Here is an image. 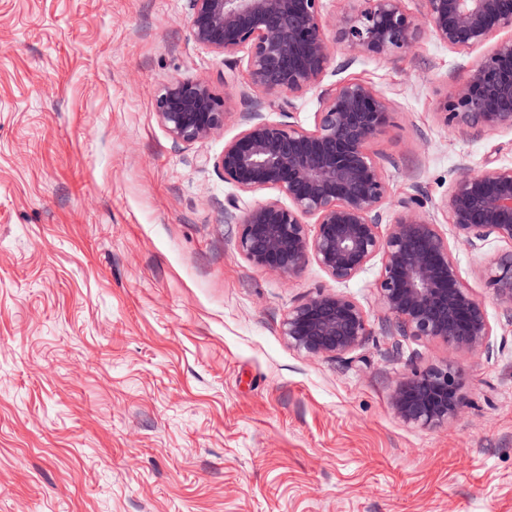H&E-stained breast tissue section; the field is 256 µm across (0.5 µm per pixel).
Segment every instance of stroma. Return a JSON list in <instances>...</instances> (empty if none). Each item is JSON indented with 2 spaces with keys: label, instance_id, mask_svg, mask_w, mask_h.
<instances>
[{
  "label": "stroma",
  "instance_id": "obj_1",
  "mask_svg": "<svg viewBox=\"0 0 512 512\" xmlns=\"http://www.w3.org/2000/svg\"><path fill=\"white\" fill-rule=\"evenodd\" d=\"M189 17V0H0V512H512V318L482 276L503 246L454 251L489 350L401 335L375 260L340 286L366 342L311 358L282 323L333 281L252 266L214 166L248 112L310 129L323 89L360 81L391 111L370 145L386 180L447 225L462 169L512 166V130L475 138L440 116L484 48L428 28L387 55L340 46L287 103L253 90L245 53L200 46ZM176 79L230 94L222 132L168 134L156 99ZM447 360L469 407L403 424L396 382Z\"/></svg>",
  "mask_w": 512,
  "mask_h": 512
}]
</instances>
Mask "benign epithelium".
<instances>
[{
	"label": "benign epithelium",
	"mask_w": 512,
	"mask_h": 512,
	"mask_svg": "<svg viewBox=\"0 0 512 512\" xmlns=\"http://www.w3.org/2000/svg\"><path fill=\"white\" fill-rule=\"evenodd\" d=\"M335 37L352 52L382 55L412 48L422 25L459 52L512 32L505 0H422L417 16L404 0H346ZM194 40L226 58L247 53L252 87L266 94H302L318 86L335 62L322 0H190ZM315 125L306 129L256 112L224 143L214 166L243 193L270 191L250 204L228 202L224 223L238 225L237 250L254 267L281 277L315 264L344 284L374 260L381 263L378 299L399 331L470 352L490 348L493 327L484 303L462 278L453 247L477 249L489 239L508 249L483 270L498 303L512 315V166L463 170L448 192L449 229L423 215L417 195L393 199L370 151L389 123L388 103L371 86L336 83L321 94ZM160 123L186 144L224 130L227 99L204 80L177 79L156 101ZM448 126L479 136L512 129V37L498 41L467 78L445 96ZM395 212L382 228L386 205ZM288 345L310 357L340 358L370 335L365 308L352 296L320 288L288 310ZM467 404L462 368L445 361L402 378L390 405L407 425L433 428L455 421Z\"/></svg>",
	"instance_id": "1"
}]
</instances>
